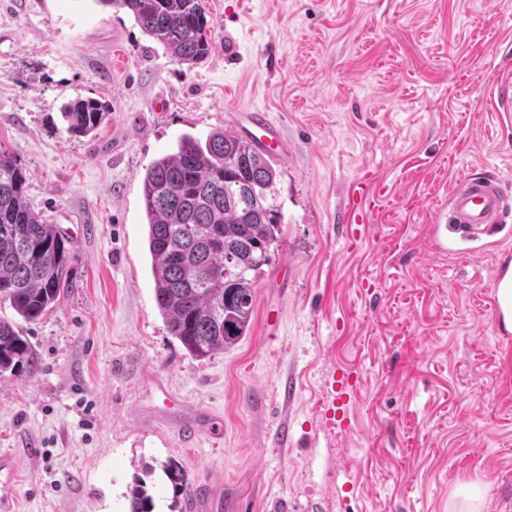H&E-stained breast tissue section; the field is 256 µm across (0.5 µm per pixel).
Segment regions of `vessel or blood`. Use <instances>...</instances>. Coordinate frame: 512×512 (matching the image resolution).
Masks as SVG:
<instances>
[{
  "label": "vessel or blood",
  "mask_w": 512,
  "mask_h": 512,
  "mask_svg": "<svg viewBox=\"0 0 512 512\" xmlns=\"http://www.w3.org/2000/svg\"><path fill=\"white\" fill-rule=\"evenodd\" d=\"M248 125L242 128L243 137L259 151L271 157L283 155L286 146L277 126L265 112L256 110L246 115ZM445 223L432 227V243L441 250L448 245L467 249L488 245L490 238L503 231L505 197L497 179L482 173H470L454 184ZM156 393L162 397L159 415L170 420L185 436L201 434L216 436L222 429L208 409L186 402L173 394L163 381H155ZM329 403L335 411L348 414L352 394L348 378L342 374L331 377ZM22 457L11 450L0 449V512H14L20 491Z\"/></svg>",
  "instance_id": "1"
}]
</instances>
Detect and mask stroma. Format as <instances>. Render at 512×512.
Returning a JSON list of instances; mask_svg holds the SVG:
<instances>
[{
    "label": "stroma",
    "mask_w": 512,
    "mask_h": 512,
    "mask_svg": "<svg viewBox=\"0 0 512 512\" xmlns=\"http://www.w3.org/2000/svg\"><path fill=\"white\" fill-rule=\"evenodd\" d=\"M212 51L192 71L123 9L0 0V144L26 198L64 231L70 276L22 323L42 359L0 377V448L24 455L18 512H129L147 466L225 483L223 512H512V335L491 306L512 234L434 252L455 181L496 177L512 200V0H207ZM105 100L97 133L60 107ZM281 130L284 222L247 335L190 356L153 290L141 179L185 133ZM383 186L349 220L353 186ZM357 372L347 428L328 377ZM209 408L222 436L143 413L154 378Z\"/></svg>",
    "instance_id": "stroma-1"
}]
</instances>
